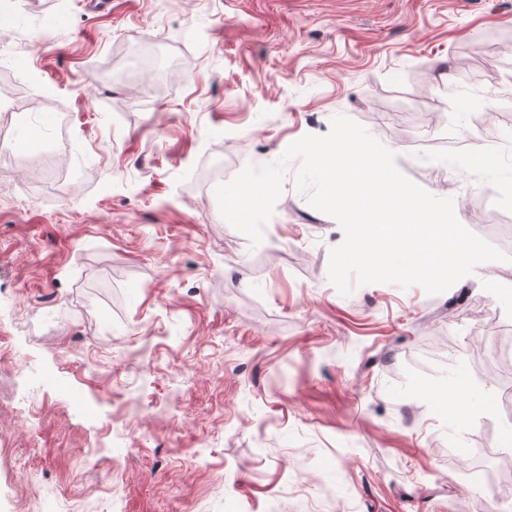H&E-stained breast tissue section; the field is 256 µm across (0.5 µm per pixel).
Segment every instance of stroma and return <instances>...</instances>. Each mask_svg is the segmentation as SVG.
<instances>
[{
    "mask_svg": "<svg viewBox=\"0 0 512 512\" xmlns=\"http://www.w3.org/2000/svg\"><path fill=\"white\" fill-rule=\"evenodd\" d=\"M2 35L0 87L32 114L0 161V512H487L451 451L512 433V409L436 403L498 394L512 262L344 295L299 160L257 246L205 174L344 115L463 216L512 186V148L441 180L415 140L462 142L484 110L459 101L512 89V0H17ZM137 46L166 71L135 98ZM61 132L94 162L47 194L35 145Z\"/></svg>",
    "mask_w": 512,
    "mask_h": 512,
    "instance_id": "1",
    "label": "stroma"
}]
</instances>
